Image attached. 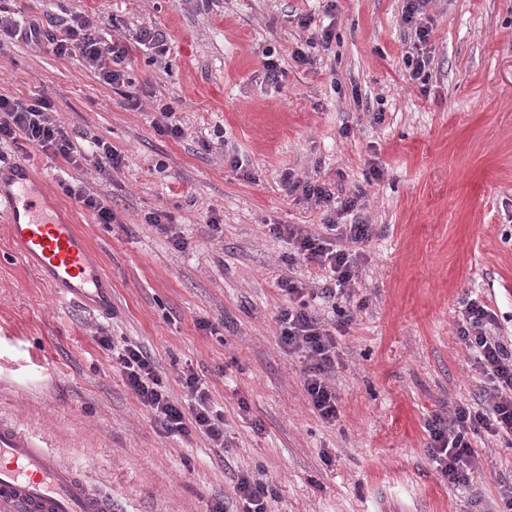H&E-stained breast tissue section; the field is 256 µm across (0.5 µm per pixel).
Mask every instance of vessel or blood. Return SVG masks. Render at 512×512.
<instances>
[{"label":"vessel or blood","instance_id":"b4317fda","mask_svg":"<svg viewBox=\"0 0 512 512\" xmlns=\"http://www.w3.org/2000/svg\"><path fill=\"white\" fill-rule=\"evenodd\" d=\"M44 185L27 164L0 165V209L10 242L65 301L88 312L112 309V283L76 225L47 213ZM0 512H116L110 493L94 490L62 464L44 436L0 418Z\"/></svg>","mask_w":512,"mask_h":512}]
</instances>
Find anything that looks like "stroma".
I'll return each mask as SVG.
<instances>
[{
    "label": "stroma",
    "mask_w": 512,
    "mask_h": 512,
    "mask_svg": "<svg viewBox=\"0 0 512 512\" xmlns=\"http://www.w3.org/2000/svg\"><path fill=\"white\" fill-rule=\"evenodd\" d=\"M324 6L27 0L46 24L89 11L109 38L163 32L165 63L130 47L135 109L77 56L0 49V94L49 95L77 149L99 138L124 158L107 178L88 162L0 144L1 164L23 160L45 180L49 205L89 237L112 282L109 313L64 303L13 252L0 212V415L44 435L122 512H234L241 470L273 481L275 512H492L512 483V447L494 437L478 439L467 484L449 485L424 452L432 411L472 403L481 386L453 327L462 299L478 294L512 337V0H430L424 87L405 78L414 48L404 0ZM305 15L334 34L313 48L311 67L291 58L308 36ZM269 54L284 71L277 84L264 77ZM163 103L175 105L184 137L155 129ZM373 162L377 181L366 175ZM287 168L363 192L374 229L354 290L361 309L337 338L332 424L276 336L286 303L277 279L317 270L289 262L269 227L318 232L323 219L288 198ZM81 183L111 202L117 224H97L63 190ZM156 209L171 213L186 250L146 223ZM102 334L150 350L175 398L182 372H196L224 413L228 447L158 431L97 344Z\"/></svg>",
    "instance_id": "obj_1"
}]
</instances>
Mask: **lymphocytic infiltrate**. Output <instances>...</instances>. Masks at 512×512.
Returning <instances> with one entry per match:
<instances>
[{
    "label": "lymphocytic infiltrate",
    "mask_w": 512,
    "mask_h": 512,
    "mask_svg": "<svg viewBox=\"0 0 512 512\" xmlns=\"http://www.w3.org/2000/svg\"><path fill=\"white\" fill-rule=\"evenodd\" d=\"M0 37L30 44L58 56L78 55L81 65L97 73L99 79L122 90L130 106L139 97L122 67L131 44L150 45L165 56V37L154 28H142L133 43L105 39L94 14L71 15L61 24L59 34H51L42 21L26 16L20 7L0 0ZM26 141L66 163L77 164L74 144L57 120L50 97L30 100L0 94V143ZM287 196L312 203L323 213L322 233L313 234L298 224H273L269 231L287 240L291 257L315 265L319 287L291 276L280 278L279 290L287 297L275 317L280 348L302 364L303 386L319 417L334 423L340 415L339 396L330 375L339 363L336 336L316 303L335 304L348 295L358 276L361 246L373 227L363 215L361 194L337 195L331 182L317 177H299L293 171L281 174ZM459 343L472 355L476 372L483 378L476 404L436 410L427 418L426 456L433 470L449 484L470 481L475 464V437L487 434L512 445V340L501 335L496 312L477 297L465 298L454 321ZM99 347L111 358L127 386L135 394L162 432L170 436L197 434L213 447H227L224 415L218 411L209 389L194 371L182 376L184 400L174 399L164 383L151 353L130 340L98 337ZM238 512H273L276 493L264 475L241 471L234 476Z\"/></svg>",
    "instance_id": "1"
}]
</instances>
